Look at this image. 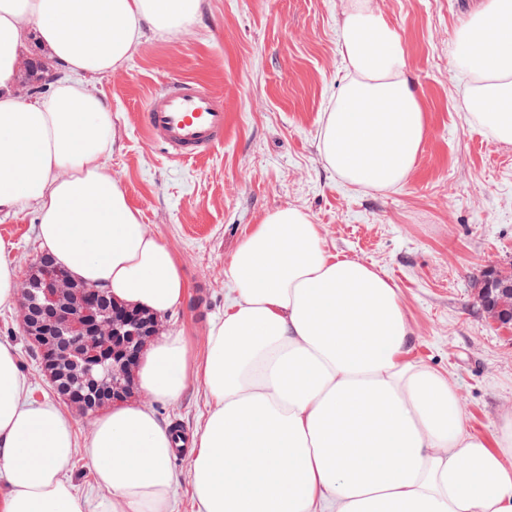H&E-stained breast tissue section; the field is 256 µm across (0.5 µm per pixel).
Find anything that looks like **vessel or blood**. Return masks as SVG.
Instances as JSON below:
<instances>
[{
    "label": "vessel or blood",
    "mask_w": 512,
    "mask_h": 512,
    "mask_svg": "<svg viewBox=\"0 0 512 512\" xmlns=\"http://www.w3.org/2000/svg\"><path fill=\"white\" fill-rule=\"evenodd\" d=\"M224 102L204 84L191 79L171 81L152 95L143 119L150 137L176 159L190 160L224 140Z\"/></svg>",
    "instance_id": "b4317fda"
}]
</instances>
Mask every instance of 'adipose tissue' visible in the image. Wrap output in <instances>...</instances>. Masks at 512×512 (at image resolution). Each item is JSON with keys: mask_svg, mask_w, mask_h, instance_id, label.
I'll use <instances>...</instances> for the list:
<instances>
[{"mask_svg": "<svg viewBox=\"0 0 512 512\" xmlns=\"http://www.w3.org/2000/svg\"><path fill=\"white\" fill-rule=\"evenodd\" d=\"M373 0H349L347 76L324 115L320 148L346 183L388 190L410 176L425 115L400 37ZM196 0H0V211L34 209L42 248L112 298L165 316L186 284L104 165L112 111L89 86L14 91L29 36L75 74L123 67L143 26L184 29ZM452 54L468 76L461 106L512 144V0H487ZM234 296L208 331L197 370L212 403L189 449L197 512H512V457L470 433L455 385L410 357L412 327L375 267L330 254L303 210L267 213L225 268ZM188 376L183 336L151 344L136 372L147 398L119 404L76 450L71 416L27 398L0 343V512H170L181 444L150 407ZM82 452L103 496L89 505L64 477Z\"/></svg>", "mask_w": 512, "mask_h": 512, "instance_id": "1", "label": "adipose tissue"}]
</instances>
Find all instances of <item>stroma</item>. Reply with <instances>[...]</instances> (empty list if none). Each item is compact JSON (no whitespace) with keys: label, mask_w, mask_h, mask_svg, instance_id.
I'll return each mask as SVG.
<instances>
[{"label":"stroma","mask_w":512,"mask_h":512,"mask_svg":"<svg viewBox=\"0 0 512 512\" xmlns=\"http://www.w3.org/2000/svg\"><path fill=\"white\" fill-rule=\"evenodd\" d=\"M346 2L198 0L186 29L144 30L122 68L89 77L112 110L106 169L187 283L163 332L184 336L202 363L208 326L233 297L229 254L267 213L296 207L321 225L328 251L375 265L397 286L414 332L411 355L454 382L468 429H511L512 334L483 312L477 284L486 266H512V146L460 109L466 78L451 57L459 28L484 0H374L401 37L426 118L408 180L382 191L341 181L320 151L324 114L345 77ZM175 78L199 80L224 101L223 143L194 160L168 157L143 122L148 98ZM0 238L25 276L41 250L35 213L0 212ZM0 342L15 347L30 399L53 400L16 306H0ZM152 407L187 438L210 409L193 375L177 400Z\"/></svg>","instance_id":"35a3bbf8"}]
</instances>
